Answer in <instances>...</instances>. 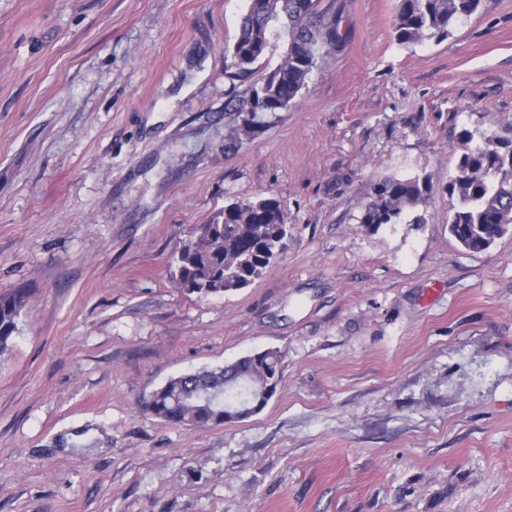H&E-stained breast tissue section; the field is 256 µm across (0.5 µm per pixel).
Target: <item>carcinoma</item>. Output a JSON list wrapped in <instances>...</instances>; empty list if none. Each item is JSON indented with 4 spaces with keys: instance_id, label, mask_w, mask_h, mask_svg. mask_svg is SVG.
<instances>
[{
    "instance_id": "cac0c4a2",
    "label": "carcinoma",
    "mask_w": 512,
    "mask_h": 512,
    "mask_svg": "<svg viewBox=\"0 0 512 512\" xmlns=\"http://www.w3.org/2000/svg\"><path fill=\"white\" fill-rule=\"evenodd\" d=\"M482 0H398L393 24L400 45L441 42L457 25L473 15ZM340 18L321 0H247L235 41L225 46L230 57L227 77L255 80L241 94L230 96L226 110L236 115L224 139V152L238 150L243 141L262 132L267 117L288 110L315 69L327 47L337 46L342 35ZM282 48L280 62L255 76L256 64L269 51ZM464 145L456 175L446 192L456 199L449 224L451 234L466 248L480 250L496 225L512 227V137L488 136L475 147L473 134L463 130ZM428 180L387 177L373 183L372 199L360 223L394 224L407 206L425 202ZM288 225L276 198L259 197L233 202L196 226L175 259L172 280L190 294L213 296L246 288L286 248ZM29 291L17 288L0 293V354L7 351L17 330V317ZM281 355L265 350L243 356L223 367L203 369L190 381L174 377L143 400L145 410L171 425L223 424L224 408L198 403L200 388H224L238 376L251 389L252 405L245 417L259 413L276 393Z\"/></svg>"
}]
</instances>
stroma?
Listing matches in <instances>:
<instances>
[{"instance_id": "obj_1", "label": "stroma", "mask_w": 512, "mask_h": 512, "mask_svg": "<svg viewBox=\"0 0 512 512\" xmlns=\"http://www.w3.org/2000/svg\"><path fill=\"white\" fill-rule=\"evenodd\" d=\"M341 15L288 111L233 154L224 48L246 0H0V512H512V232L450 233L457 137L512 125V0L401 46L397 0ZM426 177L394 224L372 184ZM288 246L205 300L173 258L235 201ZM424 223H415L416 215ZM274 349L259 413L174 426L170 378ZM27 288L0 293V354L7 351L17 330V317L28 301Z\"/></svg>"}]
</instances>
